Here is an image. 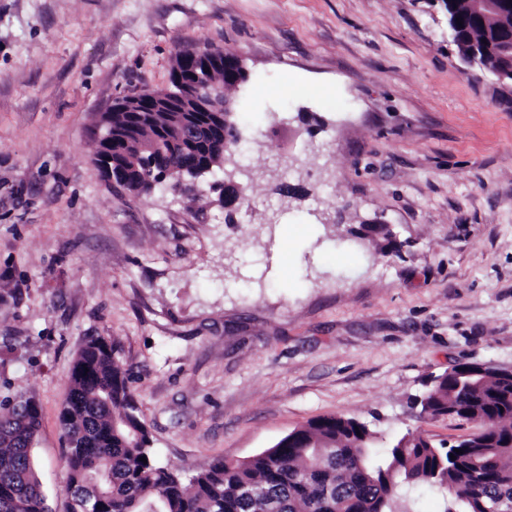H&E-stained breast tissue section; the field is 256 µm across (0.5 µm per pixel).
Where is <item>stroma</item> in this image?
I'll use <instances>...</instances> for the list:
<instances>
[{"mask_svg": "<svg viewBox=\"0 0 512 512\" xmlns=\"http://www.w3.org/2000/svg\"><path fill=\"white\" fill-rule=\"evenodd\" d=\"M203 45L247 72L230 224L213 177L135 198L93 160L113 101ZM372 219L398 254L358 239ZM96 336L175 467L323 415L380 450L473 432L414 399L459 363L512 370V88L462 63L447 0H0V396L40 407L52 512H71L59 414Z\"/></svg>", "mask_w": 512, "mask_h": 512, "instance_id": "1", "label": "stroma"}]
</instances>
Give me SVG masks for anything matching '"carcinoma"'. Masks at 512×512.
<instances>
[{
  "instance_id": "1",
  "label": "carcinoma",
  "mask_w": 512,
  "mask_h": 512,
  "mask_svg": "<svg viewBox=\"0 0 512 512\" xmlns=\"http://www.w3.org/2000/svg\"><path fill=\"white\" fill-rule=\"evenodd\" d=\"M455 16L466 40L495 48L502 34L494 13L477 17L473 0H456ZM201 84H224V66L196 69ZM135 96L117 99L103 117L114 159L159 176L136 182L130 193L146 197L179 188L167 170L212 164L244 150L237 126L208 134L197 147L166 142L151 152L171 113L130 111ZM363 236L396 251L387 224H365ZM130 373L107 338L90 339L78 353L69 380V405L61 416L72 447L66 452V491L78 499L101 488L104 512H412L407 491L428 485L446 501L443 512L512 508V377L464 363L436 376L419 405L425 415L451 416L477 431L453 444L407 432L373 452L374 432L354 417L322 416L248 460H213L187 476L154 455L152 439L131 392ZM40 427L37 408L0 400V512H40L42 491L32 446ZM463 453H455V450ZM456 459H451V454ZM146 461H140V458Z\"/></svg>"
}]
</instances>
